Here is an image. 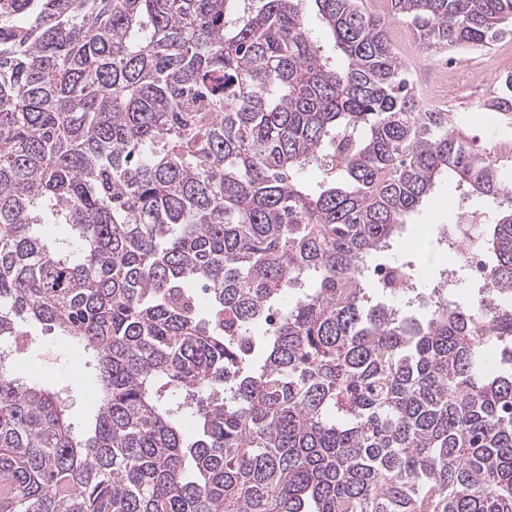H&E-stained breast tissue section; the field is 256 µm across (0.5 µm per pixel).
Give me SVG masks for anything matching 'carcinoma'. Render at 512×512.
<instances>
[{
    "label": "carcinoma",
    "mask_w": 512,
    "mask_h": 512,
    "mask_svg": "<svg viewBox=\"0 0 512 512\" xmlns=\"http://www.w3.org/2000/svg\"><path fill=\"white\" fill-rule=\"evenodd\" d=\"M391 4L430 56L512 36V0ZM420 101L360 0H0V342L56 329L99 394L84 439L0 350V512H512V190ZM444 179L495 211L492 302L408 317L404 262L369 304Z\"/></svg>",
    "instance_id": "obj_1"
}]
</instances>
